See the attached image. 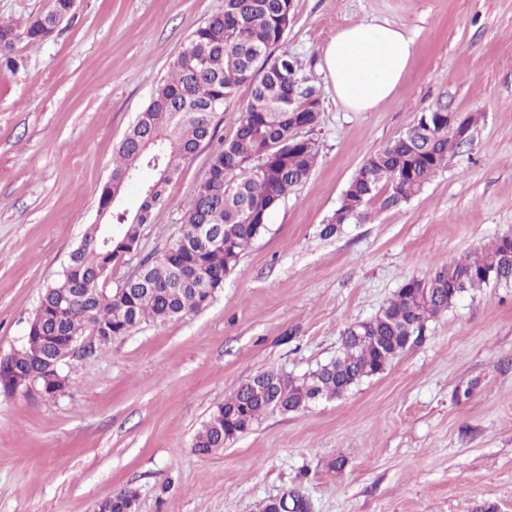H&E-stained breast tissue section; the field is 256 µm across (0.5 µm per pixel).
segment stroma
<instances>
[{"label":"stroma","mask_w":512,"mask_h":512,"mask_svg":"<svg viewBox=\"0 0 512 512\" xmlns=\"http://www.w3.org/2000/svg\"><path fill=\"white\" fill-rule=\"evenodd\" d=\"M224 0H77L45 40L15 41L0 73V355L87 227L113 155L192 32ZM414 38L396 92L349 112L322 70L343 28ZM278 53L320 94L309 179L279 203L206 309L142 324L64 371L70 386L0 394V512H95L125 489L136 512H258L292 490L310 512H512V280L462 294L387 370L344 396L273 411L210 456L194 436L245 380L302 378L406 279L512 234V0H293ZM477 114L473 142L410 202L324 240L322 224L371 154L422 113ZM202 145L143 225L133 274L177 234L207 177ZM343 469H328L331 460Z\"/></svg>","instance_id":"obj_1"}]
</instances>
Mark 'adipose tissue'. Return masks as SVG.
Listing matches in <instances>:
<instances>
[{
  "label": "adipose tissue",
  "mask_w": 512,
  "mask_h": 512,
  "mask_svg": "<svg viewBox=\"0 0 512 512\" xmlns=\"http://www.w3.org/2000/svg\"><path fill=\"white\" fill-rule=\"evenodd\" d=\"M414 41L387 23L342 29L323 51L324 72L339 102L353 112H370L398 87Z\"/></svg>",
  "instance_id": "adipose-tissue-1"
}]
</instances>
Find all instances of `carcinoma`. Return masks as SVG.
Segmentation results:
<instances>
[{
	"label": "carcinoma",
	"instance_id": "obj_1",
	"mask_svg": "<svg viewBox=\"0 0 512 512\" xmlns=\"http://www.w3.org/2000/svg\"><path fill=\"white\" fill-rule=\"evenodd\" d=\"M72 0H54L48 14L29 21L23 34L0 24V70L12 71L8 55L21 36L42 40L70 15ZM292 0H224V13L199 25L188 45L170 62V74L154 88L144 119L134 123L119 144L112 187H103L99 209L114 229L104 243V227L90 225L62 273L47 284L20 347L0 363V391L14 394L33 385L48 398L69 388L61 365L78 355L76 336H96L90 351L127 336L143 323H165L200 311L224 288L243 251L267 228L270 214L288 194L307 181L317 163L315 140L299 135L320 116V98L296 59L274 54L292 22ZM253 85L233 137L213 150L208 176L195 187L185 220L163 252L140 262L136 276L107 290L112 267L138 252L140 229L152 211L168 203L170 180L200 146L213 138L214 119L236 88ZM471 140L448 137V112L419 116L404 135L370 155L343 192L320 236H335L342 225L369 218L377 200L390 208L417 196L424 185ZM168 169L143 189L134 213L110 203L151 161ZM209 224L220 238L203 245L193 230ZM512 234L492 239L474 252L437 264L429 277L405 280L374 317L344 331L340 353L330 370H315L294 380L274 370L260 373L261 389L239 386L217 405L196 433L193 448L209 455L248 432L277 403L297 407L316 396L338 398L365 379L383 373L422 336L427 323L448 311L463 293L487 286L493 276L512 279L507 260ZM136 492L108 499L105 512H126Z\"/></svg>",
	"mask_w": 512,
	"mask_h": 512
}]
</instances>
